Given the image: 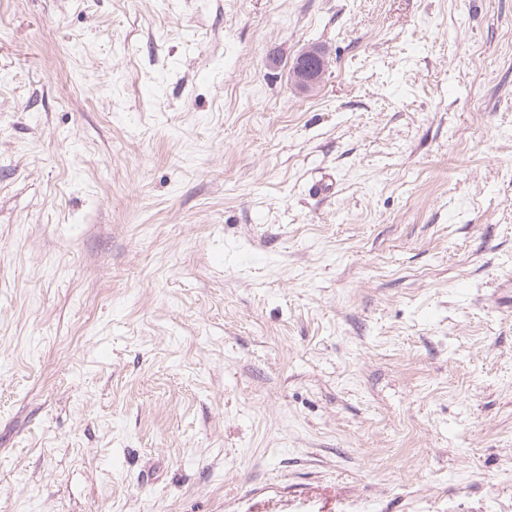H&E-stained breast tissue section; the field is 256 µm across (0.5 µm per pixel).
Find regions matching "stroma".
<instances>
[{
	"label": "stroma",
	"mask_w": 512,
	"mask_h": 512,
	"mask_svg": "<svg viewBox=\"0 0 512 512\" xmlns=\"http://www.w3.org/2000/svg\"><path fill=\"white\" fill-rule=\"evenodd\" d=\"M359 504L512 512V0H0V512ZM325 47L311 44L304 47L290 64L294 84L301 90L309 91L322 83L328 66Z\"/></svg>",
	"instance_id": "stroma-1"
}]
</instances>
